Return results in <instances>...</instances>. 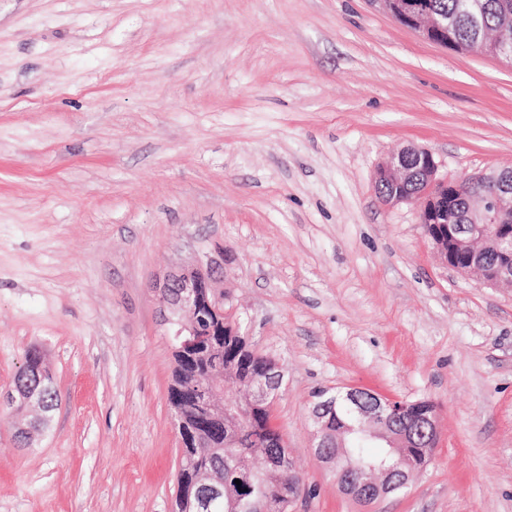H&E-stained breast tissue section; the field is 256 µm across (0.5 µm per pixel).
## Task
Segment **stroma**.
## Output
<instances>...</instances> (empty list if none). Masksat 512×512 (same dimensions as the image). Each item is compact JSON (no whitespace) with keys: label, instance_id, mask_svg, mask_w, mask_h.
<instances>
[{"label":"stroma","instance_id":"stroma-1","mask_svg":"<svg viewBox=\"0 0 512 512\" xmlns=\"http://www.w3.org/2000/svg\"><path fill=\"white\" fill-rule=\"evenodd\" d=\"M439 179L512 167V66L372 0H0V394L30 348L58 403L0 413V512H174L181 439L156 280L215 289L284 380L289 512H512V288L443 264L395 149ZM428 400L439 437L366 505L313 455L318 391Z\"/></svg>","mask_w":512,"mask_h":512}]
</instances>
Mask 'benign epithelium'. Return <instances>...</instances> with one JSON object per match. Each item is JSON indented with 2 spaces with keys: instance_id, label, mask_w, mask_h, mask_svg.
<instances>
[{
  "instance_id": "benign-epithelium-1",
  "label": "benign epithelium",
  "mask_w": 512,
  "mask_h": 512,
  "mask_svg": "<svg viewBox=\"0 0 512 512\" xmlns=\"http://www.w3.org/2000/svg\"><path fill=\"white\" fill-rule=\"evenodd\" d=\"M396 20L413 28L426 39L468 50L480 46L490 56L512 63V27H500L492 42H487L481 21L478 0H464L462 14L475 31L473 39L464 42L457 37V19L437 16L427 0H377ZM437 163L433 154L422 148L406 146L391 154L377 167L374 182L390 187L385 197L388 204L413 202L420 212L432 202L436 220L431 239L440 260L461 274H476L490 287L512 286V170H493L467 181L475 187L465 211L448 221L443 195L457 191L459 181L436 177ZM420 183L417 193L406 191ZM216 266L205 264L183 266L164 275L153 288L165 311V321L176 340V351L190 362L199 358L203 348L218 357L219 345L202 344L193 316L210 310L215 316L213 336L224 335L231 329L238 335V324L224 319V296L213 290ZM218 374L192 386L197 407L203 412L207 429L201 442L196 433L186 429L185 416L177 409L174 425L179 429L185 448H230L237 444V435L246 426L251 409L270 407L277 396L284 372L272 357H265L263 372L251 378L243 398H224V367ZM22 404L36 409L43 406L42 395L35 388L17 390L0 400L3 407ZM315 421V457L336 475L339 488L370 504L379 497L404 489L413 475V462L408 449L419 446L416 432L422 431L428 440L439 436V421L433 404L406 403L383 397L367 388L349 387L334 395L320 394L313 407ZM360 435L381 448L389 449L390 458L378 466L365 464L348 451V437ZM233 471L241 485L228 488L221 474L202 476L192 487L198 512H211L222 503L226 512H275L276 504L269 499H256L252 490L259 475L246 455L234 458ZM264 475L277 479L288 487L300 489L299 478L291 471L290 452L281 442L277 452L266 459Z\"/></svg>"
}]
</instances>
